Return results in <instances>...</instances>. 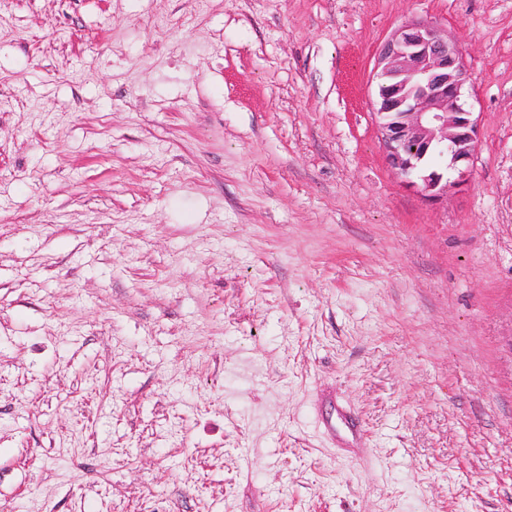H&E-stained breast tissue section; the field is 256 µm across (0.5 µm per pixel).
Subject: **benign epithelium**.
<instances>
[{"label":"benign epithelium","mask_w":512,"mask_h":512,"mask_svg":"<svg viewBox=\"0 0 512 512\" xmlns=\"http://www.w3.org/2000/svg\"><path fill=\"white\" fill-rule=\"evenodd\" d=\"M469 79L459 45L427 19L400 24L378 51L374 106L385 162L432 203L467 179L477 149Z\"/></svg>","instance_id":"7a95c632"}]
</instances>
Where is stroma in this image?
Instances as JSON below:
<instances>
[{
  "mask_svg": "<svg viewBox=\"0 0 512 512\" xmlns=\"http://www.w3.org/2000/svg\"><path fill=\"white\" fill-rule=\"evenodd\" d=\"M416 18L438 204L373 116ZM0 512H512V0H0ZM375 76L374 114L388 168L425 200L447 199L449 188L467 179L478 144L459 45L433 21L408 20L381 45ZM448 170L457 175L452 182Z\"/></svg>",
  "mask_w": 512,
  "mask_h": 512,
  "instance_id": "35a3bbf8",
  "label": "stroma"
}]
</instances>
